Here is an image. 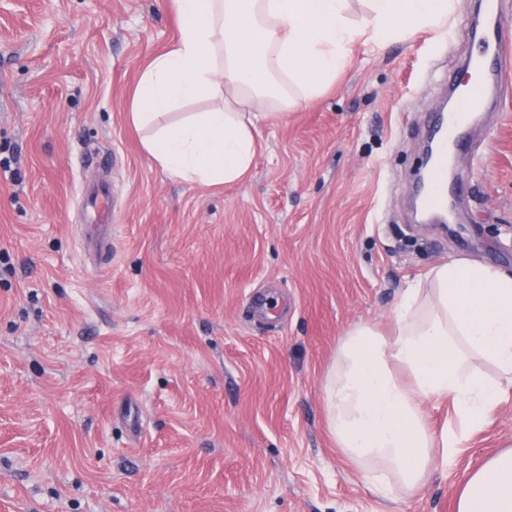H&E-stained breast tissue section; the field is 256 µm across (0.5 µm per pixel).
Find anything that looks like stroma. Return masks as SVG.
Wrapping results in <instances>:
<instances>
[{
    "label": "stroma",
    "mask_w": 512,
    "mask_h": 512,
    "mask_svg": "<svg viewBox=\"0 0 512 512\" xmlns=\"http://www.w3.org/2000/svg\"><path fill=\"white\" fill-rule=\"evenodd\" d=\"M178 36L166 0H0V512H456L465 472L512 447V397L447 469L394 500L327 430L323 384L360 322L476 259L512 271V82L452 156L449 228L410 187L444 77L480 55L448 26L376 46L290 109L265 106L245 177L177 180L128 120ZM111 158V250L82 242Z\"/></svg>",
    "instance_id": "35a3bbf8"
}]
</instances>
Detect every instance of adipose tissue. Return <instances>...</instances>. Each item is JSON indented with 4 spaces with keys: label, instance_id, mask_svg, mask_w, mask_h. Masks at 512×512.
<instances>
[{
    "label": "adipose tissue",
    "instance_id": "adipose-tissue-1",
    "mask_svg": "<svg viewBox=\"0 0 512 512\" xmlns=\"http://www.w3.org/2000/svg\"><path fill=\"white\" fill-rule=\"evenodd\" d=\"M369 2L362 30L349 21L347 0H171L179 35L146 65L130 105L131 123L150 131L146 150L173 178L237 182L256 152V107L321 94L363 32L381 43L435 30L454 8V0ZM200 98L224 105L158 124ZM394 322L389 336L368 323L351 328L325 385L337 448L366 463L365 479L385 499L416 489L458 445L457 431L430 427L425 402L452 403L461 427L473 429L512 387V272L468 259L436 265L404 291ZM457 512H512V448L465 474Z\"/></svg>",
    "mask_w": 512,
    "mask_h": 512
}]
</instances>
